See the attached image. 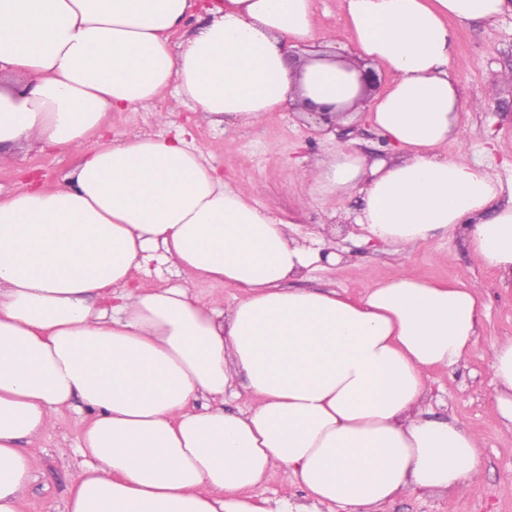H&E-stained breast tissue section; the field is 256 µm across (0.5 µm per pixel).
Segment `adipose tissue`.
Segmentation results:
<instances>
[{
	"mask_svg": "<svg viewBox=\"0 0 512 512\" xmlns=\"http://www.w3.org/2000/svg\"><path fill=\"white\" fill-rule=\"evenodd\" d=\"M349 40L292 69L314 41L313 0H0V148L43 138L82 152L51 190L0 199V512H20L26 449L80 401L91 418L64 512H304L250 491L269 473L313 502L384 512L396 496L458 492L483 473L480 441L431 417L425 373L477 345V291L405 267L352 296L290 288L322 253L231 187L184 132L103 141L112 110L169 88L215 125L257 126L300 102L368 113L393 158L339 147L301 170L322 199L364 195L365 240L408 257L461 232L512 276V205L460 132L457 29L512 0H344ZM203 22L186 38L179 31ZM385 68L359 98L344 59ZM187 272L151 290V264ZM200 281L229 284L233 305ZM496 411L512 432V337L491 343ZM245 379L247 411L224 409Z\"/></svg>",
	"mask_w": 512,
	"mask_h": 512,
	"instance_id": "obj_1",
	"label": "adipose tissue"
}]
</instances>
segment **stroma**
<instances>
[{
  "instance_id": "obj_1",
  "label": "stroma",
  "mask_w": 512,
  "mask_h": 512,
  "mask_svg": "<svg viewBox=\"0 0 512 512\" xmlns=\"http://www.w3.org/2000/svg\"><path fill=\"white\" fill-rule=\"evenodd\" d=\"M456 51L463 62L457 80L465 114L459 136L443 152L452 156L462 147L473 152L494 142L497 149L484 164L503 186H511L512 83L500 84L496 78L512 73V13L491 25L461 28ZM492 82L498 88L491 95L487 86ZM160 112L168 113L169 125L157 122ZM106 125L116 141L144 134L170 136L175 128H185L196 145L210 152L212 164L234 187L288 222L291 236L297 239L312 238L317 225L336 222L328 245L342 260L313 270L311 285L357 294L364 277L385 280L397 274L398 258L391 247L365 243L353 222L361 207L359 194L307 208L304 200L318 192L295 177L296 169L316 165L340 144L370 159L382 155V137L369 120L361 118L353 126L326 133L304 124L289 109L273 113L257 127H216L170 90L159 100L108 113ZM79 160L78 152L60 151L39 140L17 144L0 153V195L22 189L28 175L36 172L43 176V188H53ZM409 262L426 281L475 289L488 305L478 326V349L452 367L427 373L430 411L440 418L459 419L478 437L484 473L465 492L409 493L389 503L385 512H512V434L499 422L485 356L492 341L512 336V277H501L482 265L456 233L418 247ZM89 419L85 410L62 409L55 429L32 440L29 454L36 480L23 512H63L70 475L85 463L78 445Z\"/></svg>"
}]
</instances>
